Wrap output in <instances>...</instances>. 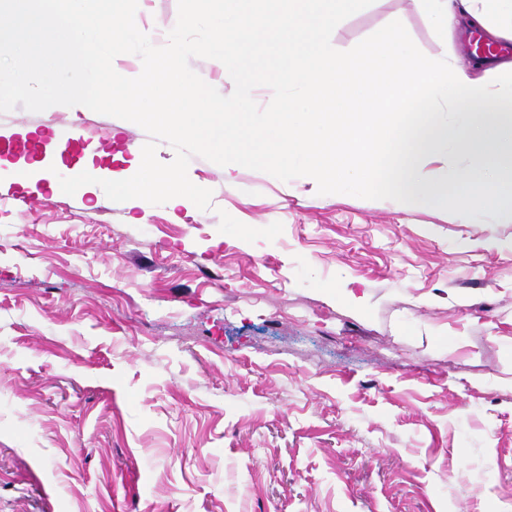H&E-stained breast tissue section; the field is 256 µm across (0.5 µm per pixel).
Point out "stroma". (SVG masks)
I'll use <instances>...</instances> for the list:
<instances>
[{
    "label": "stroma",
    "instance_id": "35a3bbf8",
    "mask_svg": "<svg viewBox=\"0 0 512 512\" xmlns=\"http://www.w3.org/2000/svg\"><path fill=\"white\" fill-rule=\"evenodd\" d=\"M154 45L178 0H138ZM442 44L418 0H367L345 54L391 25ZM74 158L42 165L56 135ZM137 124L0 113V512H512V222L400 208L305 162L192 157L211 205L116 203Z\"/></svg>",
    "mask_w": 512,
    "mask_h": 512
}]
</instances>
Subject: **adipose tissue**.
I'll return each instance as SVG.
<instances>
[{
	"mask_svg": "<svg viewBox=\"0 0 512 512\" xmlns=\"http://www.w3.org/2000/svg\"><path fill=\"white\" fill-rule=\"evenodd\" d=\"M253 0H224V24L217 39L229 40L226 70L246 67L253 40L284 35L288 58L298 66L285 74L284 87L295 90L279 122L257 131L246 125L207 127L210 143L225 155L288 161L303 158L317 181L336 182L346 172L364 180L383 174L398 204L407 209L424 202L463 210L495 208L512 219V61L478 60L461 65L456 56L432 59L409 55L399 25L355 55L335 51L329 33L362 0H287V9L256 10ZM424 22L440 39L479 30L494 41H512V0H421ZM185 49L173 45L163 56L144 59L139 72L113 69L106 107L134 112L139 121L166 123L176 111L188 123L211 114L203 90L179 76ZM155 88L161 103L143 108L144 92ZM465 159L457 167L449 155ZM443 162L429 175V162Z\"/></svg>",
	"mask_w": 512,
	"mask_h": 512,
	"instance_id": "1",
	"label": "adipose tissue"
}]
</instances>
